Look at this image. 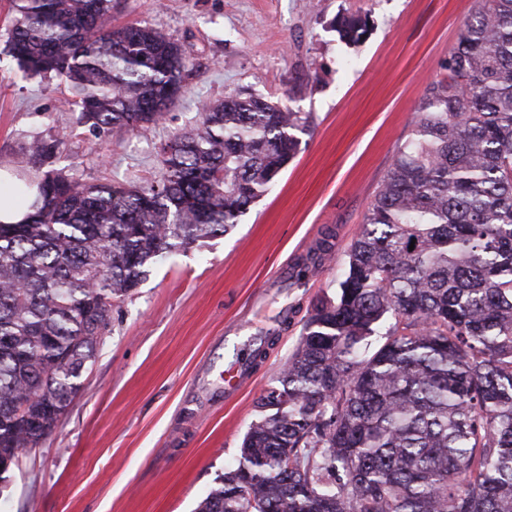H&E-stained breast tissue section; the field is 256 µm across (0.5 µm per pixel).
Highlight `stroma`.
Returning <instances> with one entry per match:
<instances>
[{
    "instance_id": "stroma-1",
    "label": "stroma",
    "mask_w": 512,
    "mask_h": 512,
    "mask_svg": "<svg viewBox=\"0 0 512 512\" xmlns=\"http://www.w3.org/2000/svg\"><path fill=\"white\" fill-rule=\"evenodd\" d=\"M112 21H141L180 42L185 91L145 133L97 137L78 124L65 85L22 77L4 49L0 0V168L25 171L32 135L64 141L63 165L86 182L149 186L158 147L202 104L240 88L310 113L276 184L228 234L160 261L112 308L81 389L56 429L25 451L0 512H194L232 463L257 399L284 369L317 301L335 298L359 234L427 85L440 79L476 0H115ZM368 17L361 42L337 16ZM331 260L295 283V264L325 233ZM269 332L252 383L225 397L229 336Z\"/></svg>"
}]
</instances>
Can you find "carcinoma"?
Segmentation results:
<instances>
[{"label":"carcinoma","mask_w":512,"mask_h":512,"mask_svg":"<svg viewBox=\"0 0 512 512\" xmlns=\"http://www.w3.org/2000/svg\"><path fill=\"white\" fill-rule=\"evenodd\" d=\"M6 52L64 79L78 123L147 131L184 88L183 45L112 25V0H9ZM358 43L360 15L336 18ZM350 245L197 512H512V0H478ZM310 115L246 90L161 144L149 187L76 179L28 143L31 212L0 223V458L36 448L149 269L225 234L277 182ZM36 198L28 202L31 191ZM414 249H409V246ZM319 241L309 264L330 257Z\"/></svg>","instance_id":"1"}]
</instances>
